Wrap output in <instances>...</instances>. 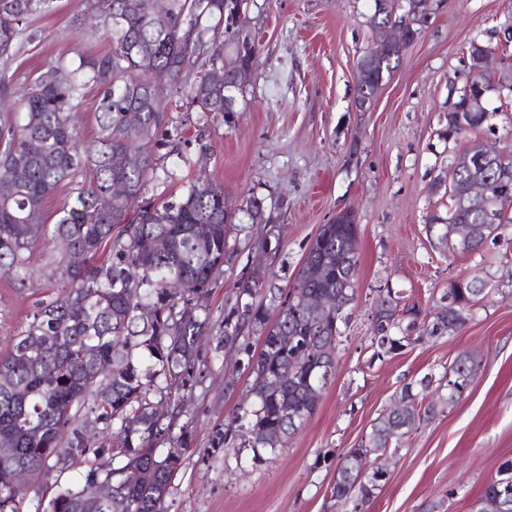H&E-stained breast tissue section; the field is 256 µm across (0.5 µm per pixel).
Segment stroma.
I'll use <instances>...</instances> for the list:
<instances>
[{
	"mask_svg": "<svg viewBox=\"0 0 512 512\" xmlns=\"http://www.w3.org/2000/svg\"><path fill=\"white\" fill-rule=\"evenodd\" d=\"M372 0H252L250 26L260 60L234 111L216 115L192 105L187 85L168 86L172 100L154 152L165 177L146 183L145 198L181 195L196 178L222 186L233 205L263 203L264 220L241 217L228 240L224 271L198 310L203 327L173 435H184L183 463L166 495L167 512H346L331 497L342 455L358 447L372 423L401 397L423 390L437 411L425 418L383 465L388 473L364 512H472L486 483L512 461V227L481 251H440L427 218L446 214L445 176L467 150L512 140V93L486 95L482 127L444 139L448 90L463 86L472 40L507 39L493 71L512 70V0H446L419 39L386 76L369 111L354 107L355 69L375 43L367 18ZM82 0H54L34 14L10 69V111L49 65L77 52H111L104 35L86 39L75 26ZM500 45V44H499ZM356 212V298L341 328L336 366L314 415L276 452L228 448L224 430L251 378L243 342H224V320L237 305V284L252 279L261 297L287 287L311 240L337 210ZM59 242L38 241L26 286L0 272V352L40 302L56 297ZM481 277L487 290L467 308L457 331L429 337L452 282ZM398 295L405 314L392 333L408 344L378 354L372 343L380 298ZM415 315H408V308ZM476 372L454 401L436 385L462 354ZM84 465L50 460L16 504L35 512L58 486L76 483Z\"/></svg>",
	"mask_w": 512,
	"mask_h": 512,
	"instance_id": "35a3bbf8",
	"label": "stroma"
}]
</instances>
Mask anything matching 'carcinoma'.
Instances as JSON below:
<instances>
[{"label": "carcinoma", "instance_id": "1", "mask_svg": "<svg viewBox=\"0 0 512 512\" xmlns=\"http://www.w3.org/2000/svg\"><path fill=\"white\" fill-rule=\"evenodd\" d=\"M143 0H85L76 19L81 35L102 30L112 40V52L77 54L67 64L50 65L21 102L14 120H0V169L11 178L0 182V270L13 274L20 286L28 279L29 254L41 237L66 238L75 260L65 254L58 266L65 293L43 304L32 320L0 355V468L16 462L35 474L52 458L86 463L81 480L61 488L43 512H84L82 499L98 481L112 483V498L98 512H167L165 496L175 466L157 445L153 403L176 402L193 367L202 322L196 313L215 276L222 271L227 234L243 213L262 220V204L253 197L234 208L224 188L209 181L190 184L177 199L155 203L143 197L145 184L159 178L152 142L164 125L170 100L150 88V75L140 69L139 56L166 71L175 85L195 59L205 56L211 67L229 59L255 65L260 48L251 36L246 0H167L163 15L142 10ZM444 0H374L368 24L374 32L391 18L408 22L410 40H417L434 10ZM51 9V0H0V99L6 100L8 70L19 39L33 14ZM224 24V41L209 37L210 22ZM100 99L95 110L96 136L86 141L78 131L77 107L88 85ZM382 80L369 68L357 67L356 90L376 96ZM242 94L235 84L216 82L209 73L190 84L191 103L201 112L224 111V96ZM463 116L468 129L482 126L484 112L448 113V125ZM125 156L124 168L112 166V156ZM91 172V179L76 178ZM489 180L498 223L483 224L482 210L467 204V184ZM121 180L125 196L112 195ZM74 193L54 224H46L45 202L62 188ZM452 204L444 216L428 217L448 253H471L497 231L512 223V144L493 168H453L448 173ZM358 224L338 218L321 226L311 241L285 296H272L268 307L255 301L258 283L238 286L236 311L242 323H224V342L240 339L243 326L259 331L257 350L244 347L251 377L247 399L224 431V442L240 448L284 446L314 414L317 402L307 398L310 387L327 384L331 373L323 362L335 359L340 326L355 299L357 256L349 246ZM107 258H100L103 251ZM477 275L465 287L453 284L448 304L426 325L428 336H442L466 322L465 308L483 293ZM330 294L336 307L313 317L310 301ZM398 309L391 296L380 302L373 343L393 352L404 337L391 335ZM112 366L109 394L98 397L88 384L87 370ZM473 358L462 355L451 368L453 385L446 400L462 393L472 380ZM401 400L410 408L388 410L373 424L367 439L350 449L336 469L333 497L362 508L385 477L374 471L361 476L360 460L396 448L434 406H422L412 385ZM112 432L114 456L135 461L142 474L127 484L121 467L91 463L98 455L85 423L88 419ZM512 494V461L504 462L486 484L477 512H499L502 494Z\"/></svg>", "mask_w": 512, "mask_h": 512}]
</instances>
